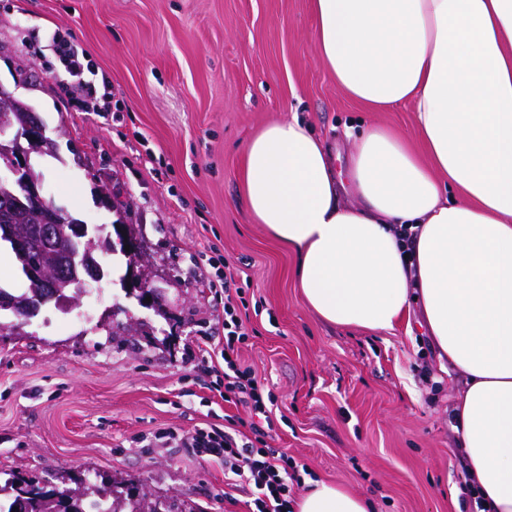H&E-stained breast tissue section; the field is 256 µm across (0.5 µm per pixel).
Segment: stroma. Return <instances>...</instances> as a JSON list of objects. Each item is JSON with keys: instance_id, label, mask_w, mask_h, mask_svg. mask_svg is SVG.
<instances>
[{"instance_id": "35a3bbf8", "label": "stroma", "mask_w": 512, "mask_h": 512, "mask_svg": "<svg viewBox=\"0 0 512 512\" xmlns=\"http://www.w3.org/2000/svg\"><path fill=\"white\" fill-rule=\"evenodd\" d=\"M310 0H0V84L33 107L58 143L40 158L44 190L73 217L110 225L97 187L130 203L166 279L165 315L126 297L127 258L89 285L90 322L54 307L23 325L0 317V479L74 488L102 474L147 489L175 512H250L224 465L188 448H152L158 430L243 408L213 396L198 338L224 336V298L197 253L217 247L235 273L249 338L240 360L274 398L268 443L315 479L366 496L375 512H471L452 413L460 391L418 325L329 326L304 305L296 257L252 223L240 196L247 142L299 114L340 154L346 130L411 129V108L371 112L322 67ZM81 44L109 80L108 113L60 95L52 33Z\"/></svg>"}]
</instances>
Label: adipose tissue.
Listing matches in <instances>:
<instances>
[{
	"label": "adipose tissue",
	"mask_w": 512,
	"mask_h": 512,
	"mask_svg": "<svg viewBox=\"0 0 512 512\" xmlns=\"http://www.w3.org/2000/svg\"><path fill=\"white\" fill-rule=\"evenodd\" d=\"M317 56L368 110L412 133H356L347 179L298 116L244 151L248 215L295 254L303 301L340 328L394 330L419 306L464 386L453 417L468 489L512 512V0H310ZM419 138L425 148L411 144ZM358 197L341 202L344 189ZM316 482L295 512H371Z\"/></svg>",
	"instance_id": "obj_1"
}]
</instances>
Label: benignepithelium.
<instances>
[{
    "label": "benign epithelium",
    "instance_id": "7a95c632",
    "mask_svg": "<svg viewBox=\"0 0 512 512\" xmlns=\"http://www.w3.org/2000/svg\"><path fill=\"white\" fill-rule=\"evenodd\" d=\"M31 111V106L23 103L13 92L0 84V112L27 113L23 130L17 133H7L6 129L10 128V125L6 122L0 125V182L19 186L20 193L14 197L15 204L33 212L40 220L36 232L27 237L17 236L9 224L0 226V237L10 241L21 255L37 251L55 239L60 224L72 225V234L76 237L86 233L82 221L72 217L64 208L56 206L48 199L42 180L33 172L31 155L45 152L50 140L46 138L41 123L28 116ZM123 245L130 246V250L127 251L130 262L125 287L129 288L132 294L140 293V302L144 307L160 310L162 287L145 272L138 239L126 238ZM105 275L106 271L99 262L89 261L83 264V270H72V282L77 292L81 293L89 283L100 282Z\"/></svg>",
    "mask_w": 512,
    "mask_h": 512
}]
</instances>
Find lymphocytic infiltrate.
<instances>
[{"mask_svg": "<svg viewBox=\"0 0 512 512\" xmlns=\"http://www.w3.org/2000/svg\"><path fill=\"white\" fill-rule=\"evenodd\" d=\"M53 44L68 74L63 89L81 95L85 111H98L97 89L88 79L86 50L54 36ZM232 272L219 274L209 286L224 293V340L198 344L197 365L213 378L211 389L224 402L243 407L251 421L252 439L230 433L225 425L209 423L190 431L167 429L157 432L154 442L166 448H192L200 456L221 460L228 480L244 483L253 497V512H291L294 488L302 482L297 464L288 456H274L266 444V424L272 423V402L266 401L251 368L242 366L240 350L248 336L233 294Z\"/></svg>", "mask_w": 512, "mask_h": 512, "instance_id": "lymphocytic-infiltrate-1", "label": "lymphocytic infiltrate"}]
</instances>
